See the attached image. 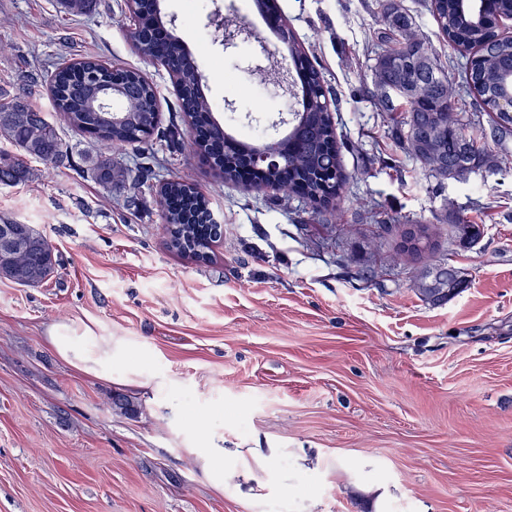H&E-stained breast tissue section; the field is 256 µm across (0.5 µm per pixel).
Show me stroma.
Listing matches in <instances>:
<instances>
[{"label":"stroma","instance_id":"1","mask_svg":"<svg viewBox=\"0 0 512 512\" xmlns=\"http://www.w3.org/2000/svg\"><path fill=\"white\" fill-rule=\"evenodd\" d=\"M368 0H277L299 47L339 98L340 248L318 249L299 201L279 203L224 181L201 156L152 139L120 162L197 187L224 236L209 261L178 254L144 190L106 196L73 169L87 138L63 125L71 163L30 161L29 180L0 185V216L31 224L58 265L37 287L0 279V512H374L356 491L381 482L384 512H512V165L432 179L391 142L360 94L371 62ZM193 53L215 116L240 134L265 130L226 81L272 94L249 71L250 42L222 46L214 0H161ZM125 0L72 17L59 0H0V101L23 97L55 120V68L92 58L142 72L161 126L186 138L168 73L133 50ZM404 223L443 199L485 226L452 255L470 288L441 306L406 274L353 278L337 253L364 256L372 224L357 203ZM57 327L111 339V379L85 375L48 340ZM134 402L116 413L114 395ZM236 453L250 481H219L201 456Z\"/></svg>","mask_w":512,"mask_h":512}]
</instances>
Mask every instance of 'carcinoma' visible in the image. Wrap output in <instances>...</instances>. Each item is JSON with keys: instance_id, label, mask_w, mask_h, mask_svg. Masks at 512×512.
Segmentation results:
<instances>
[{"instance_id": "obj_1", "label": "carcinoma", "mask_w": 512, "mask_h": 512, "mask_svg": "<svg viewBox=\"0 0 512 512\" xmlns=\"http://www.w3.org/2000/svg\"><path fill=\"white\" fill-rule=\"evenodd\" d=\"M60 2L68 14L83 16L93 10L96 0ZM427 7L442 35L438 43L415 22L402 0H374L375 51L366 94L407 158L441 186L450 178L465 182L480 171L499 168L502 159L492 153L490 143L502 144L512 137V109L501 106L509 96L512 37L497 32L499 22L512 18V0H428ZM156 20L163 21L162 12L145 5L144 30L129 32L132 46L141 57L159 59L176 74L180 111L193 117L187 151L205 147L224 180L235 182L241 171L252 168L255 149L267 141V133L251 139L227 136L224 124L213 117L195 59L177 35L153 38L150 30ZM448 45L472 47L474 53L461 61L446 52ZM292 59L301 95L299 111L305 113L291 131L300 148L265 181L285 202L295 196L306 200L313 220L340 200L347 181L340 159L343 142L334 116L338 103L329 100L331 91L305 51H295ZM109 81L110 75L96 61L86 60L80 69L60 67L52 80V97L62 121L101 146L84 154V163L91 178L110 194L136 190L152 180L151 168L133 171L112 159V154L142 142L141 135L147 132L161 140L171 139V132L160 129L155 89L142 81L126 85L122 102L126 121L119 126L103 125L90 98ZM2 112L10 113L12 119L0 123V137L11 142L17 153L0 151V184L28 179V159L58 164L68 156L69 146L57 126L42 113L18 98L1 104ZM484 113L489 116L486 122L482 121ZM155 206L168 226L172 247L199 261L209 260L211 245L221 240L224 230L206 214V201L193 186L179 179L166 181L157 191ZM358 206L364 218L385 232L398 222L393 215L377 219L367 200L358 201ZM447 227L452 232L451 244L463 250L471 249L484 235V225L446 198L433 222L401 230L389 256L394 265L421 264L413 291L430 305L445 304L470 285L463 269L440 252L438 239ZM14 229L17 236L27 239L28 247L16 256L7 279L37 287L55 268L53 245L30 224H16Z\"/></svg>"}]
</instances>
